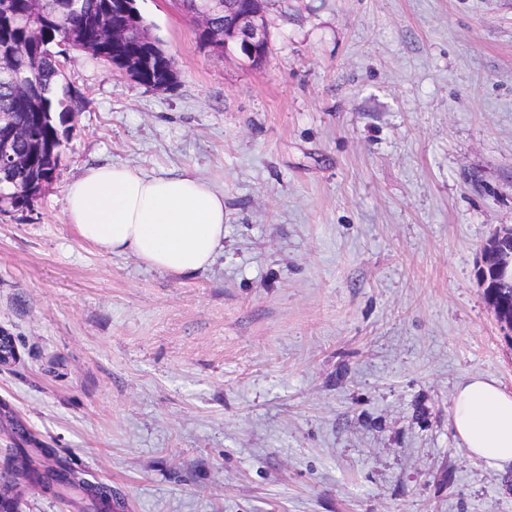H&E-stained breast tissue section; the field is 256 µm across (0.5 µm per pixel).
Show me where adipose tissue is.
<instances>
[{"instance_id":"ef3b65f1","label":"adipose tissue","mask_w":512,"mask_h":512,"mask_svg":"<svg viewBox=\"0 0 512 512\" xmlns=\"http://www.w3.org/2000/svg\"><path fill=\"white\" fill-rule=\"evenodd\" d=\"M63 213L101 254L127 253L158 271L194 274L224 249V192L195 175L90 166L69 184ZM451 422L468 457L512 470V391L482 375L465 377L454 389Z\"/></svg>"}]
</instances>
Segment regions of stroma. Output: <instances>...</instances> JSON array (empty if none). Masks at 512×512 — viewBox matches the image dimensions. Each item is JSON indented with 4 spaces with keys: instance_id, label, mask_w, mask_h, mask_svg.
Returning <instances> with one entry per match:
<instances>
[{
    "instance_id": "stroma-1",
    "label": "stroma",
    "mask_w": 512,
    "mask_h": 512,
    "mask_svg": "<svg viewBox=\"0 0 512 512\" xmlns=\"http://www.w3.org/2000/svg\"><path fill=\"white\" fill-rule=\"evenodd\" d=\"M177 74L152 90L79 50L52 181L0 213V512H512L452 395L512 390L482 247L512 227V0H267L254 67L136 0ZM224 192V251L174 275L66 224L86 167ZM68 496L11 476L15 427Z\"/></svg>"
}]
</instances>
